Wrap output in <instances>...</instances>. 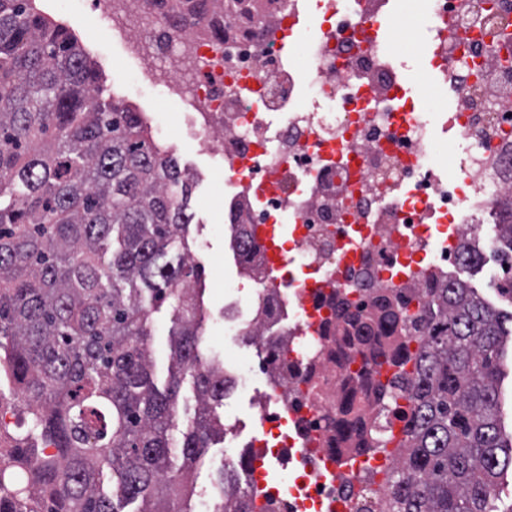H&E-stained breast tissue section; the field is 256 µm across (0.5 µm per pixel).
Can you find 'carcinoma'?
<instances>
[{
  "label": "carcinoma",
  "instance_id": "carcinoma-1",
  "mask_svg": "<svg viewBox=\"0 0 512 512\" xmlns=\"http://www.w3.org/2000/svg\"><path fill=\"white\" fill-rule=\"evenodd\" d=\"M225 0L189 11L224 29ZM184 0H153L173 28ZM65 25L35 0H0V377L37 402L29 436L4 445L0 512H118L100 487L112 468L139 512L186 500L203 449L224 438V366L204 360V270L189 261L194 182L126 105ZM501 264L512 270V195L499 199ZM120 248L102 255L108 240ZM457 265L473 267L469 233ZM432 326L415 352L403 308L382 293L370 309L341 310L364 369L388 365L376 396L409 401L404 438L387 473V512H497L512 469L499 412L502 337L512 336L466 281L443 273L428 288ZM174 311L165 391L154 382L151 309ZM191 376L197 413L178 429L175 403ZM393 424L336 420V451L387 448ZM231 512H249L244 483L219 470Z\"/></svg>",
  "mask_w": 512,
  "mask_h": 512
}]
</instances>
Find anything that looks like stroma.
Wrapping results in <instances>:
<instances>
[{"instance_id":"stroma-1","label":"stroma","mask_w":512,"mask_h":512,"mask_svg":"<svg viewBox=\"0 0 512 512\" xmlns=\"http://www.w3.org/2000/svg\"><path fill=\"white\" fill-rule=\"evenodd\" d=\"M51 14L55 20L72 28L87 50L92 51L94 60L108 80L107 95L114 102H124L123 92L112 82L114 74L122 73L127 83L135 84L143 80L144 71L140 61L133 57L125 44L113 43L111 34L99 24L92 0H57ZM150 105L162 128L156 136L157 143L196 177L191 198L194 220L189 240L196 262L204 269V307L207 315L202 351L208 357L226 353L237 360L247 361L255 357V350L234 344L219 316L225 303L243 298L252 287L249 279L237 273L231 242L224 234V221L214 207L213 197L223 191L224 186L221 180L213 178L212 172L222 165L223 159L200 152L194 145L171 136L170 131L177 123L179 112L164 84L153 87ZM484 251L482 268L470 275L468 281L490 307L503 316H510L512 299L502 296L497 288L503 272L496 248L490 244L485 246ZM151 326L154 377L158 386L162 387L167 383L170 365V310L162 308L153 312Z\"/></svg>"}]
</instances>
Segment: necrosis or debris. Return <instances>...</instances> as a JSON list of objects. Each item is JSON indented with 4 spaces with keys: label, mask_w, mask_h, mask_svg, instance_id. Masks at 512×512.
Listing matches in <instances>:
<instances>
[{
    "label": "necrosis or debris",
    "mask_w": 512,
    "mask_h": 512,
    "mask_svg": "<svg viewBox=\"0 0 512 512\" xmlns=\"http://www.w3.org/2000/svg\"><path fill=\"white\" fill-rule=\"evenodd\" d=\"M377 2L238 0L219 42L201 20L170 28L145 0H97L101 23L137 48L150 83H166L179 103L177 137L223 156L225 232L288 227L281 274L252 246L251 293L221 312L238 346L255 348L261 373L279 378L253 402L262 438L224 428L233 450L225 468L249 478L259 458L291 473L266 486L253 512H303L339 498L347 512H382L379 484L358 472L321 474L335 445L331 420L347 408L380 411L369 384L353 379L361 358L336 305L356 307L388 288L410 320L427 323L430 278L457 258L441 225L473 230L481 215L498 217V196L512 190V66L502 52L512 46V0L492 12L483 0L415 6L430 26L448 27L430 64L455 98L448 120L462 132L451 178L437 170L436 117L399 120L412 113L409 99L392 87L384 45L363 32ZM304 15L320 21L314 36L299 27ZM289 42L304 46L306 99L281 64ZM406 262L416 274L396 280Z\"/></svg>",
    "instance_id": "obj_1"
}]
</instances>
